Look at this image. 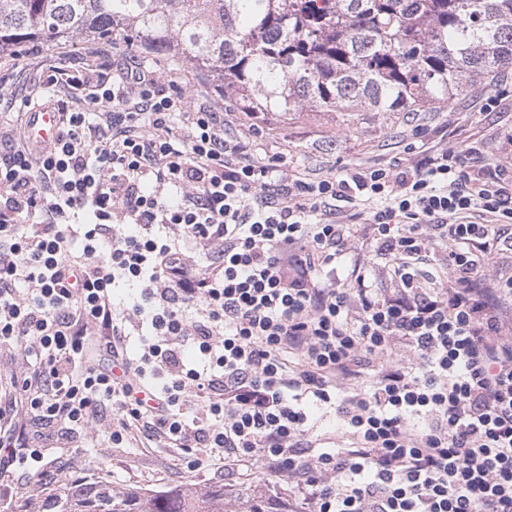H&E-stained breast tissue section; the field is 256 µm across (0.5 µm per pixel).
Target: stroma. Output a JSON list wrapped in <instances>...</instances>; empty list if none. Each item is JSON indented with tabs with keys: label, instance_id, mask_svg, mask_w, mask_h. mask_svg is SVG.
<instances>
[{
	"label": "stroma",
	"instance_id": "stroma-1",
	"mask_svg": "<svg viewBox=\"0 0 512 512\" xmlns=\"http://www.w3.org/2000/svg\"><path fill=\"white\" fill-rule=\"evenodd\" d=\"M124 49V42L119 40L82 37L65 45L43 47L39 55L17 59L10 80L0 85V113H10L12 120H19L27 98L36 106L51 104L59 112L85 108V101L74 96L66 84L38 90L34 95L29 88L42 80L51 67L73 73L102 63L109 65L122 56ZM160 62L162 79L178 81L189 104L222 99V92L196 75L188 64H173L165 56ZM488 96L495 98L497 104L493 111L485 112L481 100ZM225 121L227 132L248 137L255 158L275 154L286 157L291 173L310 179L346 166H386L396 160L415 164L422 160L423 148L446 145L480 147L483 163L512 168V70L465 97L432 104L418 112H325L306 107L285 117L265 113L250 122L236 113L226 116ZM418 126L426 132L419 143L412 135ZM104 427V422L99 421L64 434L57 426H42L37 443L40 461L29 460L28 449H18L20 468L0 481L11 487L14 500L21 504L45 496L38 478L44 470L51 472L59 484L97 474L109 480L116 490L131 486L160 489L186 483L204 487L220 481L227 490L237 492L269 480L261 471L249 479L219 472L212 459L192 468L168 448L140 443L106 448L98 440Z\"/></svg>",
	"mask_w": 512,
	"mask_h": 512
}]
</instances>
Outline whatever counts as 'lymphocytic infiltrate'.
I'll return each instance as SVG.
<instances>
[{
	"label": "lymphocytic infiltrate",
	"instance_id": "f902f5d3",
	"mask_svg": "<svg viewBox=\"0 0 512 512\" xmlns=\"http://www.w3.org/2000/svg\"><path fill=\"white\" fill-rule=\"evenodd\" d=\"M62 81L89 107L52 146L0 141V344L35 358L0 390V471L31 437L8 409L69 430L107 411V447L260 467L301 512H512V279L484 273L512 243V175L474 146L291 174L134 48ZM313 422L315 423V428L322 434H326V437H331L332 441L335 442V449L341 448L337 446L345 445L346 438L343 433V430L336 423L333 417L329 414H322L321 412H316L313 417Z\"/></svg>",
	"mask_w": 512,
	"mask_h": 512
}]
</instances>
